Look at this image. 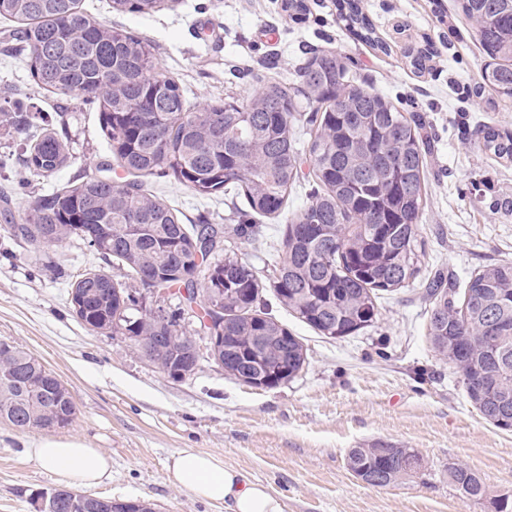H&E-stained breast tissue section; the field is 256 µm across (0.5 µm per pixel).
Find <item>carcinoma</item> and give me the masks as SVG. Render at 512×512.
Here are the masks:
<instances>
[{"label": "carcinoma", "mask_w": 512, "mask_h": 512, "mask_svg": "<svg viewBox=\"0 0 512 512\" xmlns=\"http://www.w3.org/2000/svg\"><path fill=\"white\" fill-rule=\"evenodd\" d=\"M80 2L0 0V20L18 24L13 51L23 56L34 85L95 109L110 154L130 175L121 184L88 176L40 195L19 224L3 210L9 233L30 245H57L92 228L97 238L89 247L125 271L122 281L105 272L77 275L70 284L77 318L137 347L151 343L147 361L177 381L192 376L198 363L188 327L195 321L202 331L220 327L224 374L265 389L295 379L307 359L303 342L266 312V289L327 338L372 326L380 293L419 274L426 150L418 120L349 79L345 57L333 52L312 56L293 83L263 80L246 101L230 97L191 109L179 83L157 68L151 43L91 16ZM110 2L118 13L150 15L164 0ZM458 2L489 59L485 87L512 102V0ZM337 3L348 28L376 41L359 0ZM432 57L429 41L409 53L417 70ZM483 148L512 162V134L489 128ZM304 156L313 182L309 203L284 225L271 277L259 278L224 246L213 264H204L218 232L225 243L250 242L259 234L257 220L283 213ZM72 159L68 141L53 128L33 135L25 148V165L37 176ZM149 176H171L201 197L242 199L234 205L238 223L223 229L206 220L182 223L179 210L147 188ZM143 268L154 271L157 288L185 304L158 317L140 312L145 288L134 273ZM196 288L212 306L187 317ZM429 297L427 338L435 356L460 373L482 418L512 431V262L477 271L457 306L438 283ZM215 306L224 310L222 325ZM118 314L125 319L117 324ZM74 416L66 386L30 350L0 339V419L30 432L55 423L65 428ZM345 461L357 479L379 488L427 470L415 449L384 440L349 449ZM448 479L470 501L487 497L483 479L464 465L449 466Z\"/></svg>", "instance_id": "cac0c4a2"}]
</instances>
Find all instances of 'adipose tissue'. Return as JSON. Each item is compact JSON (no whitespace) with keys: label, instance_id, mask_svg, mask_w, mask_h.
Here are the masks:
<instances>
[{"label":"adipose tissue","instance_id":"1","mask_svg":"<svg viewBox=\"0 0 512 512\" xmlns=\"http://www.w3.org/2000/svg\"><path fill=\"white\" fill-rule=\"evenodd\" d=\"M27 453L66 482L94 486L111 476L110 458L75 436L40 438ZM167 473L174 486L196 499L223 503L226 512H284L281 500L266 485L226 466L223 458L214 454L180 449L170 457Z\"/></svg>","mask_w":512,"mask_h":512}]
</instances>
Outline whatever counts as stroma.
Listing matches in <instances>:
<instances>
[{"label": "stroma", "instance_id": "1", "mask_svg": "<svg viewBox=\"0 0 512 512\" xmlns=\"http://www.w3.org/2000/svg\"><path fill=\"white\" fill-rule=\"evenodd\" d=\"M82 4L88 14L148 39L158 68L193 105L246 99L259 78L288 82L312 53H340L351 74L401 111L421 116L428 145L418 278L383 294L373 327L338 340L319 336L265 292L272 315L308 350L303 372L271 390L230 379L207 358L192 377L176 381L124 336L90 331L72 311L67 280L103 269L98 255L77 239L31 246L0 221V338L29 349L66 384L76 414L59 436L82 437L111 457V478L91 495L144 500L156 512H224L223 504L195 499L167 479L170 456L195 448L267 484L284 512H494L493 497L512 495V431L486 422L459 373L435 357L424 297L435 274L460 294L472 273L512 261V162L481 148L484 126L512 133V105L472 92L485 64L475 23L456 0H362L382 42L376 48L339 20L336 0H305L298 18L285 0H170L146 17L113 12L109 0ZM427 39L435 57L420 73L408 52ZM6 48L0 37V111L22 106L35 131L64 118L74 156L51 177L36 176L21 162L24 141L0 122V191L18 217L52 188L109 175L112 156L97 112L36 90ZM152 188L185 223L202 215L230 222V199L195 196L170 177L153 179ZM282 230L281 221H264L257 241L236 248L259 277L269 272ZM35 438L0 422V512H32L35 492L62 485L28 456ZM376 439L415 449L428 464L426 476L384 488L356 479L346 453ZM454 463L482 477L489 499L459 495L448 481Z\"/></svg>", "mask_w": 512, "mask_h": 512}]
</instances>
